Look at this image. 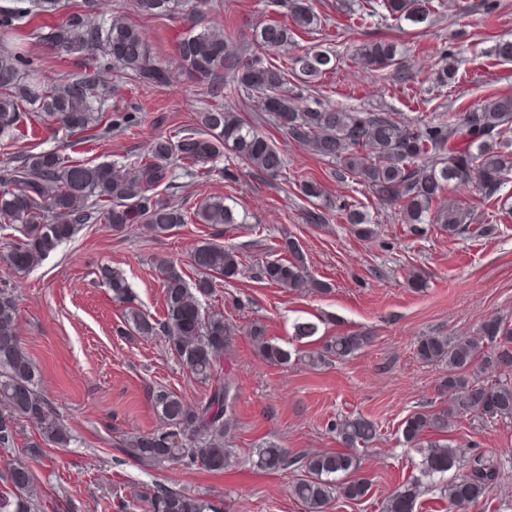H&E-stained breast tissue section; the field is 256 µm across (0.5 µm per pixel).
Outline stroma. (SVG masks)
Wrapping results in <instances>:
<instances>
[{
  "label": "stroma",
  "instance_id": "obj_1",
  "mask_svg": "<svg viewBox=\"0 0 512 512\" xmlns=\"http://www.w3.org/2000/svg\"><path fill=\"white\" fill-rule=\"evenodd\" d=\"M439 3L430 25L420 29L343 12L340 0H309L322 25L319 31L300 34L287 53L317 47L330 53L334 68L298 84V93L354 112H389L400 120L426 121L512 93V61L488 56L496 42L512 40V0ZM119 6L146 34L158 60L171 63L174 41L186 33V26L141 15L133 0H96L94 12L108 19ZM286 11V0H228L226 8L204 10L199 22L204 28L230 25L242 33L265 19H283ZM379 40L397 45L399 61L366 70L356 62L355 50ZM448 61L458 73L455 83L444 86L437 83L436 72ZM104 79L103 114L133 112L139 117L137 125L84 142L63 129L51 133L24 123L20 129L28 139L17 143V150L122 162L143 152L153 137L197 124L200 112L215 103L177 70L160 87L133 83L112 67ZM244 118L259 123L284 152L281 177L266 179L247 168L230 185L218 173L198 169L179 176L176 188L165 193L170 202L186 206L220 196L247 217L222 238L241 251V275L217 280L213 291L200 299L207 311L222 313L237 328L218 368L235 387L226 434L232 456L223 472L182 462L149 465L122 447L131 435L161 428L155 392H172L192 404L208 390L163 338L130 335L124 320L130 305L162 318L157 258L174 260L186 282H193L189 254L209 237V225L186 224L155 237L138 224L119 235L109 225L88 224L29 272L17 274L0 265V288L18 299L17 332L35 366L39 388L73 436L68 447L48 446L35 458L27 445L38 433L24 421L16 446L0 448V474L15 465L32 471L39 512H148L147 497L159 486L204 498L218 512H306L289 492L297 472L257 469L252 463L255 448L273 442L291 452L336 451L340 445L332 424L359 415L379 429L377 439L359 452V474L371 490L358 502L333 499L328 512H383L387 499L418 473L420 456L404 444L403 422L412 413L441 408L449 399L438 388L443 369L417 360L418 337L470 336L493 316L512 322V213L501 211L497 200H484L470 186L450 185V197L469 201L477 230L457 237L434 232L417 239L407 234L393 209L341 176L335 164L288 141L278 129L260 122L258 113L245 112ZM303 174L320 182L332 201L360 205L377 224V237L356 238L337 213L322 225L306 223L304 213L311 203L297 188ZM286 234L301 244L311 274L331 284L330 293L289 291L259 279L258 268L268 259L270 245ZM104 268L126 278L130 304L114 301L101 284ZM417 268L428 274L421 289L407 283ZM255 322L274 343L291 351L290 361L271 364L255 352L248 338ZM301 322L316 324L317 333L297 338L295 326ZM343 333H363L370 342L341 361L318 367L304 362L303 352ZM449 437L456 446L478 443L480 452L494 458L512 456V423L464 418Z\"/></svg>",
  "mask_w": 512,
  "mask_h": 512
}]
</instances>
